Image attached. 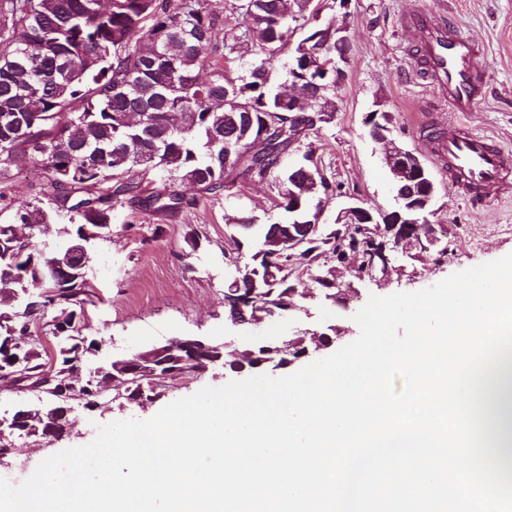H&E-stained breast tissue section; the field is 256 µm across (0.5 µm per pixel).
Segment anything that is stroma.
Listing matches in <instances>:
<instances>
[{
	"label": "stroma",
	"instance_id": "stroma-1",
	"mask_svg": "<svg viewBox=\"0 0 512 512\" xmlns=\"http://www.w3.org/2000/svg\"><path fill=\"white\" fill-rule=\"evenodd\" d=\"M446 7L450 20L483 45V64L489 93L467 125L512 149V0H321L319 22L335 21L349 42L345 77L335 90L338 110L332 123L308 137L322 160L327 178L338 195L360 200L375 210L394 205L391 176L382 147L368 135L367 113L392 116L393 137L412 147L422 145L423 117L433 97L415 73L399 28L402 14L418 8ZM427 165L438 187L436 212L430 221L448 227V252L431 251L412 260L396 255L389 280L356 282L351 270L340 273L342 284L358 291L349 308L305 299L300 310L246 330L224 316V243L230 231L225 215L255 216L265 224L282 218L271 206L268 182L235 184L216 199L196 188L180 187L190 205L175 214L134 211L125 204L112 211V238L102 242L88 270L90 299L84 306L89 336L102 340L106 356H125L175 337L198 336L215 343L233 342L235 348L268 334H287L289 327L309 324L319 330L335 328L336 347L353 342L360 329L353 316L370 296L413 292L435 285L449 275L512 253V199L483 206L470 205L435 160ZM44 173L26 165L8 167L0 188L22 203L35 197L45 184ZM201 231L200 246L183 257L187 227ZM250 371L210 368L201 376L184 375L171 381L160 399L120 409L118 404L94 411L82 402L72 404L70 436L49 444L34 437H14V454L7 467L16 481L27 478L31 466L64 449L89 444L97 428L116 420L148 419L169 403L204 387H220L250 378Z\"/></svg>",
	"mask_w": 512,
	"mask_h": 512
}]
</instances>
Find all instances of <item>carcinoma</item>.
I'll return each instance as SVG.
<instances>
[{"label":"carcinoma","mask_w":512,"mask_h":512,"mask_svg":"<svg viewBox=\"0 0 512 512\" xmlns=\"http://www.w3.org/2000/svg\"><path fill=\"white\" fill-rule=\"evenodd\" d=\"M242 16L233 43L218 38L224 11L207 0H0V165L29 163L44 169L47 183L32 201L0 207L11 223L40 224L35 236L0 244V370L22 372L51 364V387L78 396L99 409V387L110 371H90L85 354L100 341L83 335V304L89 281L77 269L65 287L47 296L44 307L27 302L38 274L49 269L60 246L88 240L90 253L112 223L114 203L124 200L145 210L173 211L184 198L175 187H199L211 198L239 179L268 181L274 207L290 211L300 197L329 196L332 184L298 170L288 176L279 156L299 150L309 132L324 124L321 114L336 111L330 89L313 108L291 112L271 88L274 62L289 54V21L305 16L306 0H244L230 4ZM343 29L316 25L308 38L336 41ZM245 44L251 61L237 70L232 54ZM255 113L253 127L232 122L224 93ZM233 140L232 152L211 146L210 133ZM157 189L142 187L149 175ZM255 224L248 273L255 293L246 307L265 316L288 314L299 295V272L319 273L331 257H355L360 265L381 264L383 238L358 224L326 226L308 246L300 266L288 254L271 256L262 237L278 224ZM55 234L50 245L44 238ZM421 244L439 235L440 224H409ZM42 320L60 337L47 350L36 342L4 348L10 337L33 335ZM183 352L162 359V370L182 375Z\"/></svg>","instance_id":"obj_1"}]
</instances>
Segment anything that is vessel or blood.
Instances as JSON below:
<instances>
[{
	"label": "vessel or blood",
	"mask_w": 512,
	"mask_h": 512,
	"mask_svg": "<svg viewBox=\"0 0 512 512\" xmlns=\"http://www.w3.org/2000/svg\"><path fill=\"white\" fill-rule=\"evenodd\" d=\"M400 27L438 107L425 120L424 147L471 203L501 198L512 181V151L462 121L488 94L482 46L444 10L413 11L401 17Z\"/></svg>",
	"instance_id": "obj_1"
}]
</instances>
